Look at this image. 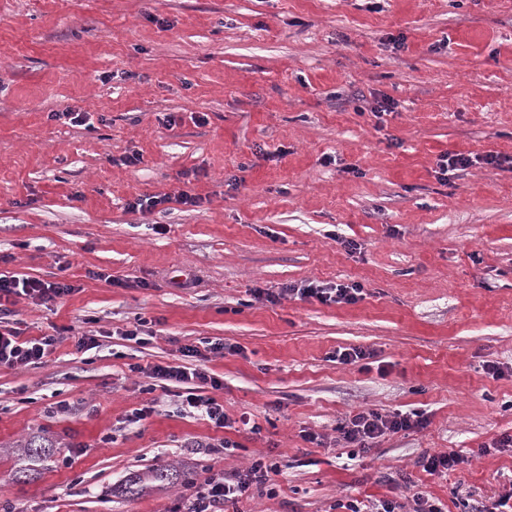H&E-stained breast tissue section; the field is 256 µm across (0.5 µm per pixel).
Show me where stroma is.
Instances as JSON below:
<instances>
[{"label": "stroma", "mask_w": 512, "mask_h": 512, "mask_svg": "<svg viewBox=\"0 0 512 512\" xmlns=\"http://www.w3.org/2000/svg\"><path fill=\"white\" fill-rule=\"evenodd\" d=\"M444 153L471 159L445 182ZM182 190L199 205L127 208ZM0 273L74 287L10 315L25 338H59L42 364L0 369L12 512H185L187 486L117 489L133 472L199 480L261 455L283 464L274 496L228 512L417 492L464 512L511 491L512 452L490 444L512 435V0H0ZM309 282L364 295L280 293ZM139 322L144 346L121 336ZM91 330L98 347L78 350ZM215 338L241 348L207 364L225 430L177 412L181 385L132 370ZM341 347L373 357L332 361ZM362 409L427 424L363 453L336 441ZM34 435L74 459L22 481L15 446ZM451 450L447 477L424 471L422 456ZM253 293L258 299L264 298L266 302L271 304L277 303L281 298V295L285 294L304 301H311V299H314L322 304H353L358 302L363 296V287L358 283H353L351 285L339 284L336 285L335 288H323L320 285L310 283L300 288L295 285H288L285 288H281V295L280 293H270L268 290L263 288L254 289Z\"/></svg>", "instance_id": "35a3bbf8"}]
</instances>
